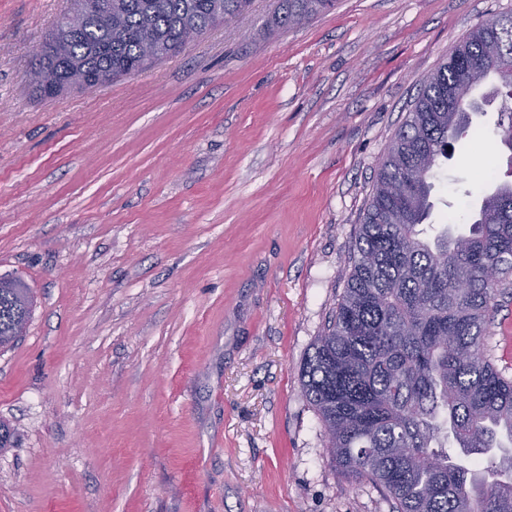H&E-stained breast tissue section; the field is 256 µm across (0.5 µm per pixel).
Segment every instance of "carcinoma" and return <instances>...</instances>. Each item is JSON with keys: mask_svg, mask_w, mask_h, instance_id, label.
Here are the masks:
<instances>
[{"mask_svg": "<svg viewBox=\"0 0 512 512\" xmlns=\"http://www.w3.org/2000/svg\"><path fill=\"white\" fill-rule=\"evenodd\" d=\"M116 21L57 23L63 55L37 59L89 88L143 69L142 44L176 55L190 25L205 33L252 0H110ZM334 0H280L270 27H293ZM512 71V17L473 29L421 80L392 139L359 225L343 295L303 359L300 380L330 463L369 481L394 512H512V378L487 355L499 297L512 289V186L493 185L468 230L426 223L432 179L454 131L480 109L476 92ZM25 283L0 277V348L17 339Z\"/></svg>", "mask_w": 512, "mask_h": 512, "instance_id": "carcinoma-1", "label": "carcinoma"}]
</instances>
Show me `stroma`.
Wrapping results in <instances>:
<instances>
[{
    "label": "stroma",
    "instance_id": "1",
    "mask_svg": "<svg viewBox=\"0 0 512 512\" xmlns=\"http://www.w3.org/2000/svg\"><path fill=\"white\" fill-rule=\"evenodd\" d=\"M278 0L97 88L37 96L67 0H0V277L32 289L0 349V512H392L326 459L299 366L346 286L418 80L512 0ZM488 101L430 223L468 228L512 151ZM487 348L512 377V295ZM278 11L269 21L271 28L293 27L328 11L334 0H281Z\"/></svg>",
    "mask_w": 512,
    "mask_h": 512
}]
</instances>
